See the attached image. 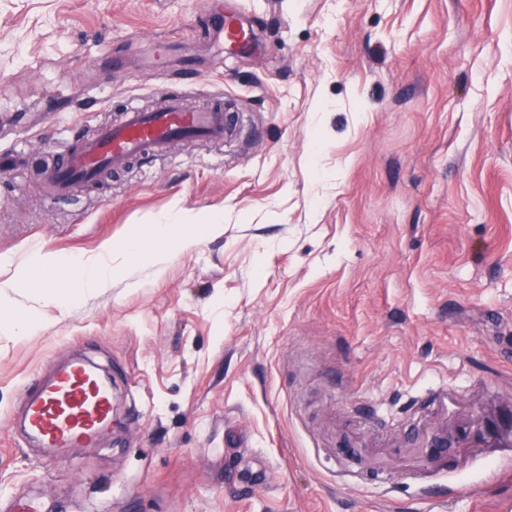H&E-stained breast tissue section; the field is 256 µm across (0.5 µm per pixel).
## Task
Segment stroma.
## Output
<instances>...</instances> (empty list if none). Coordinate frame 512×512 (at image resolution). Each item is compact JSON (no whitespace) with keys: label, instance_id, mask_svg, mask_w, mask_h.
Listing matches in <instances>:
<instances>
[{"label":"stroma","instance_id":"obj_1","mask_svg":"<svg viewBox=\"0 0 512 512\" xmlns=\"http://www.w3.org/2000/svg\"><path fill=\"white\" fill-rule=\"evenodd\" d=\"M257 29L221 55L207 0H0V283L95 258L176 210L218 233L161 276L123 256L59 311L0 305V496L41 512H512V440L432 448L512 408V0H224ZM158 37L179 55L146 63ZM219 106L70 201L54 146L158 93ZM112 375L97 448L13 426L57 363Z\"/></svg>","mask_w":512,"mask_h":512}]
</instances>
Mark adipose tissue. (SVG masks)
I'll return each instance as SVG.
<instances>
[{
    "label": "adipose tissue",
    "instance_id": "ef3b65f1",
    "mask_svg": "<svg viewBox=\"0 0 512 512\" xmlns=\"http://www.w3.org/2000/svg\"><path fill=\"white\" fill-rule=\"evenodd\" d=\"M198 224L203 225L205 231L211 233L220 226L221 219L211 215L198 222L192 215L177 213L166 221L143 225L141 234L128 236L113 244L112 249L131 256L137 253L141 236L151 237L155 246L144 256L143 261L153 268L155 275L159 276L165 272L176 254L199 245L200 238L193 232L195 225ZM44 271L68 280L73 288L90 291L102 287L112 279L115 269L103 256L95 259L56 256L46 263Z\"/></svg>",
    "mask_w": 512,
    "mask_h": 512
}]
</instances>
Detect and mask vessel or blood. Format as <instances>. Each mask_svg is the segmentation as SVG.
Returning a JSON list of instances; mask_svg holds the SVG:
<instances>
[{
    "label": "vessel or blood",
    "instance_id": "vessel-or-blood-1",
    "mask_svg": "<svg viewBox=\"0 0 512 512\" xmlns=\"http://www.w3.org/2000/svg\"><path fill=\"white\" fill-rule=\"evenodd\" d=\"M209 11L224 50L245 55L253 41L252 28L237 15L225 12L223 0H212ZM223 135V111L190 112L174 95L162 97L148 110L131 104L120 123L103 126L93 139L62 151L47 181L54 198L63 199L76 187L98 180L132 157L163 156L173 140ZM113 422L110 386L79 359L54 369L28 400L24 414L28 436L41 447L57 451L102 442Z\"/></svg>",
    "mask_w": 512,
    "mask_h": 512
}]
</instances>
